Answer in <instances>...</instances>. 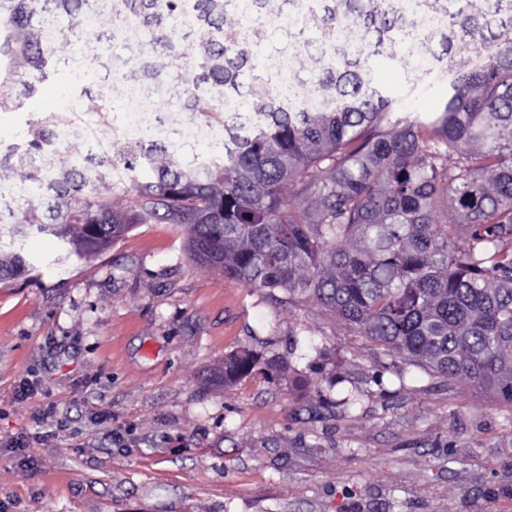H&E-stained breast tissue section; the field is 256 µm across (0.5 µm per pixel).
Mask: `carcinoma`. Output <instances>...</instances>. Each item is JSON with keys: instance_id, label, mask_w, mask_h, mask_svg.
<instances>
[{"instance_id": "1", "label": "carcinoma", "mask_w": 512, "mask_h": 512, "mask_svg": "<svg viewBox=\"0 0 512 512\" xmlns=\"http://www.w3.org/2000/svg\"><path fill=\"white\" fill-rule=\"evenodd\" d=\"M231 12L238 29L226 31ZM104 17L113 38L149 35L136 56L110 60L113 75L148 95L176 84L184 109L224 127L223 151L174 165L145 131L61 168L75 120L46 112L0 144V170L21 178L0 235L35 230L83 256L136 224H179L192 260L290 305L315 300L400 363L512 409V0H0V111L79 57L81 94L110 126L114 100L90 78L107 52L79 39ZM264 21L308 55L316 96L294 91L293 69L281 88L258 52ZM313 28L324 43L311 54ZM62 42L78 48L62 58ZM416 44L409 82L437 73L451 89L431 115L394 111L373 79L374 60ZM238 98L247 126L224 121ZM292 183L296 201L283 193ZM33 270L21 251L0 252V281ZM257 364L233 353L213 376L228 386Z\"/></svg>"}]
</instances>
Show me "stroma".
Returning a JSON list of instances; mask_svg holds the SVG:
<instances>
[{
  "label": "stroma",
  "mask_w": 512,
  "mask_h": 512,
  "mask_svg": "<svg viewBox=\"0 0 512 512\" xmlns=\"http://www.w3.org/2000/svg\"><path fill=\"white\" fill-rule=\"evenodd\" d=\"M411 61L376 60L378 85L399 111H441L447 81L408 85ZM49 100L95 120L94 102L54 78L0 112V143ZM117 105L116 137L165 116L175 163L224 140L174 87ZM22 244L35 271L0 283V512H512V425L474 386L416 366L397 378L316 302L280 304L194 263L176 224L135 225L61 267L53 236ZM293 337L320 348L314 365L212 380L240 350L288 359ZM347 391L353 413L320 408Z\"/></svg>",
  "instance_id": "35a3bbf8"
}]
</instances>
